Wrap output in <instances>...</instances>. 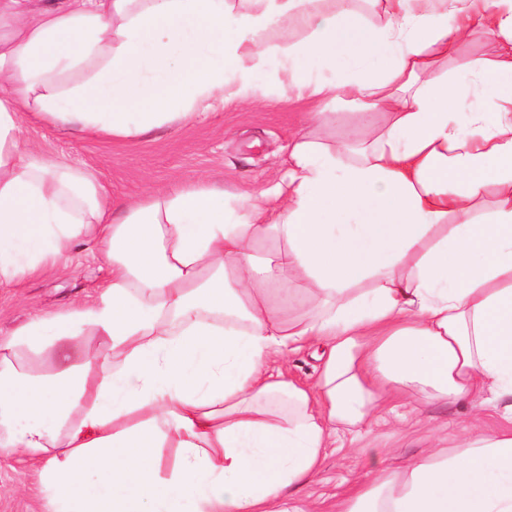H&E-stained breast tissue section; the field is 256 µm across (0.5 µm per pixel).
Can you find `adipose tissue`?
Segmentation results:
<instances>
[{"label": "adipose tissue", "instance_id": "obj_1", "mask_svg": "<svg viewBox=\"0 0 512 512\" xmlns=\"http://www.w3.org/2000/svg\"><path fill=\"white\" fill-rule=\"evenodd\" d=\"M255 2L0 0V286L82 243L108 266L0 341V455L38 466L43 512H288L337 427L414 387L508 425L372 470L336 512H512V0H378L379 25L356 0ZM478 33L493 53L458 58ZM278 63L320 106L305 123L336 102L385 122L351 159L293 139L271 216L200 184L118 201L22 135L29 112L132 138L259 99ZM319 341L314 387L271 363Z\"/></svg>", "mask_w": 512, "mask_h": 512}]
</instances>
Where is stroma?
<instances>
[{
	"mask_svg": "<svg viewBox=\"0 0 512 512\" xmlns=\"http://www.w3.org/2000/svg\"><path fill=\"white\" fill-rule=\"evenodd\" d=\"M266 97L252 104L214 103L206 118L180 120L129 139H103L25 118L23 134L48 156L65 157L75 168L94 172L113 198L133 200L176 183L223 184L226 190L269 195L288 167V144L305 134L338 146L370 142L376 128L360 124L355 110L331 106L330 125H304L313 106L285 101V72L261 75ZM107 278V268L91 246L79 247L69 269H54L0 288V338L37 313L61 311L91 299ZM500 414L474 417L470 401L444 404L409 390L389 404L369 439L338 429L316 476L294 490L306 512H336V504L366 472L392 469L435 448H460L474 434L504 427ZM42 486L21 456H0V512H41Z\"/></svg>",
	"mask_w": 512,
	"mask_h": 512,
	"instance_id": "obj_1",
	"label": "stroma"
}]
</instances>
